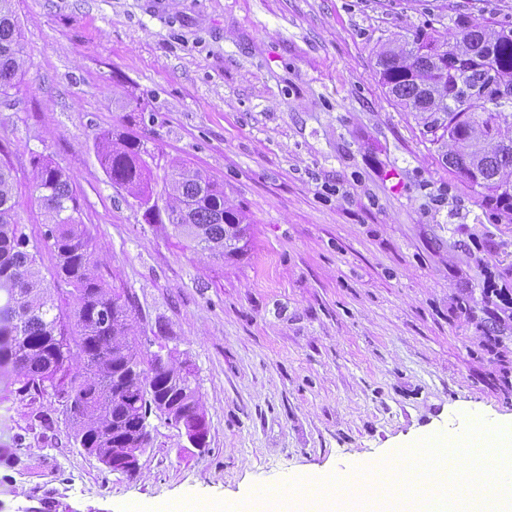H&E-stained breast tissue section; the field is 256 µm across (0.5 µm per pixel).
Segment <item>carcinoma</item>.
Returning <instances> with one entry per match:
<instances>
[{
    "instance_id": "obj_1",
    "label": "carcinoma",
    "mask_w": 512,
    "mask_h": 512,
    "mask_svg": "<svg viewBox=\"0 0 512 512\" xmlns=\"http://www.w3.org/2000/svg\"><path fill=\"white\" fill-rule=\"evenodd\" d=\"M439 42L424 31L377 54L376 76L414 116L420 134L448 169L512 224V25L491 27L468 17ZM14 0H0V101L11 98L29 67ZM102 160L114 185L143 208L148 224L168 225L185 247L216 260L247 251L250 222L224 201V188L185 161L165 178L166 209L151 201V167L141 140L103 135ZM32 187L45 215L42 241L31 240L17 215L11 167L0 161V373L18 392L61 398L73 444L112 469V457L143 454L152 445L151 415L186 439L205 412L188 362L143 353L132 342L137 313L129 293L110 285L82 224L70 175L51 159H32ZM54 254L53 291L39 265Z\"/></svg>"
}]
</instances>
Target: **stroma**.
Segmentation results:
<instances>
[{
	"label": "stroma",
	"instance_id": "stroma-1",
	"mask_svg": "<svg viewBox=\"0 0 512 512\" xmlns=\"http://www.w3.org/2000/svg\"><path fill=\"white\" fill-rule=\"evenodd\" d=\"M31 67L0 104V160L40 238L42 154L70 175L143 350L189 360L205 449L150 417L139 473L73 444L50 395L0 384V512H156L278 499L349 512L364 470L473 418L512 420V224L425 141L376 76L380 47L467 15L512 24V0H15ZM181 159L250 218L221 262L142 218L101 162L104 133Z\"/></svg>",
	"mask_w": 512,
	"mask_h": 512
}]
</instances>
